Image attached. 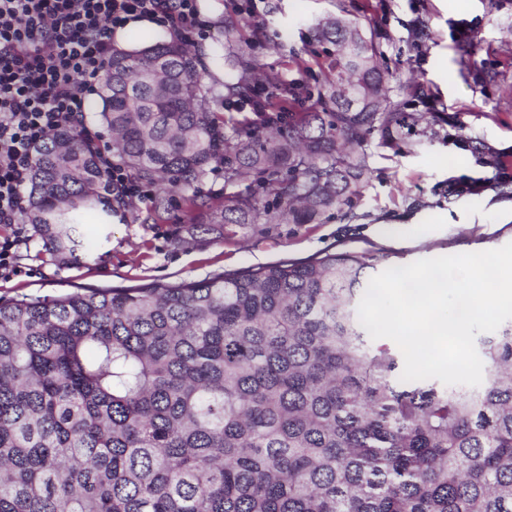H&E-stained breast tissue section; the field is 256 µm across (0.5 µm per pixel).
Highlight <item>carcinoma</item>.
Here are the masks:
<instances>
[{
  "instance_id": "obj_1",
  "label": "carcinoma",
  "mask_w": 512,
  "mask_h": 512,
  "mask_svg": "<svg viewBox=\"0 0 512 512\" xmlns=\"http://www.w3.org/2000/svg\"><path fill=\"white\" fill-rule=\"evenodd\" d=\"M347 14L311 27V88L264 74L239 9L211 51L221 83L159 34L112 49L99 116L159 189L144 222L172 188L209 224H319L353 205L370 139L391 146L434 114L406 111L429 93L408 76L394 97L385 34ZM221 98L252 100L261 126L227 133ZM218 161L245 185L220 208L197 192ZM114 202L80 131L36 147L23 217L52 260L86 261L80 226ZM370 268L335 252L0 301V512H512V322L482 342L481 387L404 382L397 345L358 319Z\"/></svg>"
}]
</instances>
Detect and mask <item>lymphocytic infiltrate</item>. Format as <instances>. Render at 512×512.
I'll list each match as a JSON object with an SVG mask.
<instances>
[{
	"instance_id": "lymphocytic-infiltrate-1",
	"label": "lymphocytic infiltrate",
	"mask_w": 512,
	"mask_h": 512,
	"mask_svg": "<svg viewBox=\"0 0 512 512\" xmlns=\"http://www.w3.org/2000/svg\"><path fill=\"white\" fill-rule=\"evenodd\" d=\"M139 18L186 41L207 28L197 0H0V224L20 221L36 146L83 129L113 29Z\"/></svg>"
}]
</instances>
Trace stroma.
Returning a JSON list of instances; mask_svg holds the SVG:
<instances>
[{
  "label": "stroma",
  "instance_id": "35a3bbf8",
  "mask_svg": "<svg viewBox=\"0 0 512 512\" xmlns=\"http://www.w3.org/2000/svg\"><path fill=\"white\" fill-rule=\"evenodd\" d=\"M346 8L389 36L394 77L414 74L435 101L439 122L405 130L397 144L371 140V172L354 218L319 224L212 225L190 233L181 196L164 218L146 222L151 202L114 206L109 224H86L94 258L68 265L36 258L25 227L15 271L0 276V299L55 295L74 287H130L200 281L280 260L327 252L365 255L375 272L420 259L497 249L512 242V0H260L264 29L253 55L267 71L302 78L294 60L311 59L310 27ZM472 52L461 55V44ZM487 176L491 188L467 192Z\"/></svg>",
  "mask_w": 512,
  "mask_h": 512
}]
</instances>
